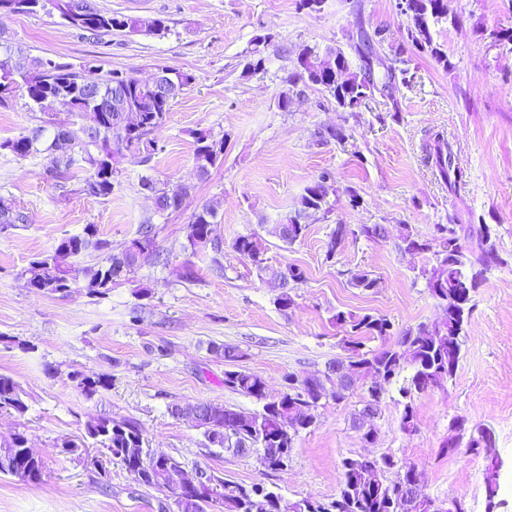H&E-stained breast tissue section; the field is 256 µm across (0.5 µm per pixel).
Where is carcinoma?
Here are the masks:
<instances>
[{
	"mask_svg": "<svg viewBox=\"0 0 512 512\" xmlns=\"http://www.w3.org/2000/svg\"><path fill=\"white\" fill-rule=\"evenodd\" d=\"M48 0H0V12L15 14H35L46 10ZM88 14L81 15L65 3L56 4L55 14L67 26L81 34L97 39L112 31H125L129 34L161 35L168 31L166 21L160 18L142 20L135 17L118 16L102 9L93 0H82ZM403 42L413 50L427 54L437 63L448 65V55L434 42L431 25L448 18L447 0H405ZM359 34L366 37L368 45L361 50L353 44L356 56L350 57L340 48L328 47L318 52L307 45L295 49L296 71L288 78V83H299L327 93L336 106L345 110L357 102H363L375 95L388 98L392 102L390 118H399L400 106L396 92L398 84H406L408 69L404 65V49H395L390 64H385L381 50L386 42V30L376 28L372 32L365 30ZM265 44L259 40L251 50L246 62V70L253 73L265 69ZM359 65L353 66V60ZM12 49L4 47L0 53V88L6 87L11 95L22 94L26 106L32 112L40 111V102L49 95L59 101L60 117L48 120L46 124L54 129L49 144L41 140L45 128L31 129L13 139L0 141V150H8L18 156L26 157L32 153L47 154L48 172L62 177L67 173L81 171L85 173L83 192L95 198H107L112 194L114 177L118 170L114 167L115 155L126 151L141 157L147 162L159 150L155 133L166 120L170 100L158 97L152 87L140 79L120 70L106 73L92 63L79 67L54 57L27 56L25 60L35 66L34 72H18L11 67ZM193 77L184 71L170 70L169 84L173 96L184 91ZM93 81L98 86V95L87 98L84 86ZM121 88L130 108L140 113L141 126L135 130L120 126L123 113L112 111V93ZM100 112L104 121L92 128L77 123L82 111ZM195 149L193 161L200 177L210 173V169L224 163V138H216L210 132L199 130L193 134ZM445 141H437L434 148L435 167L439 177L446 183L454 184L463 178L460 168H455L444 150ZM157 197L155 213H172L180 209L181 201L188 195V186L182 184L154 186ZM336 193L335 179L329 171L321 172L313 182L305 187L295 212L286 215L280 223L273 225L271 234L287 245L302 240L308 225L302 223L304 216L313 211L328 210L329 195ZM27 216L14 206V203L0 197V224H23ZM217 223V212L204 207L194 215L191 223L185 227L186 244L183 248L193 253L211 248L219 250V242L209 237V226ZM490 237V229L485 224H437L430 237L415 233L408 224L400 225L399 247L403 250H415L419 254L432 255L430 264L420 268L418 277L425 288L443 309L444 317L434 323H419L404 329L395 328L393 322L384 316L365 314L355 315L342 311L336 313V323L348 328L345 339L346 350L350 352L351 362L357 371L369 378L377 371L383 377V385L399 384L398 393L406 399L401 414L400 428L405 433L417 429L414 396L442 385L453 377L458 366L462 350V337L471 314L472 294L480 287L484 273L491 266V253L496 251L495 244L480 253L468 251L462 239L468 237ZM363 239L367 242H379L388 239L383 224H360L352 228L346 224H337L332 229L327 244L328 256H334L336 248L346 238ZM156 250L153 223L149 220L141 225L138 237L125 243L118 252H113L111 244L98 237L95 225L88 224L81 235L60 240L54 251L48 255L31 260L20 272L26 286L44 294L64 293L69 288L72 273L71 260L86 251H103L104 262L85 271L86 288L91 295H104L117 281L135 273V252L139 244ZM234 251L249 261L265 275L273 288L280 289L277 303L288 308L293 303L290 291L304 281L302 269L293 264L276 268L264 264V239L256 233L238 237L233 243ZM348 283L354 288L369 290L377 286V279L367 271L347 269L344 271ZM379 339L382 345L376 348L366 346V342ZM224 358L228 369L224 370V387L262 402L261 409L246 411L239 408L220 405L214 407L210 417L213 425L221 428L238 421L240 428L231 436H222L219 447L225 450L243 448L247 440L257 444V451L263 453L268 462L266 469L276 472L277 457L280 453L291 455L302 429L296 428L288 433V421L294 419V408L304 398L312 400L323 395L324 385L319 380L312 384L300 385L293 375L286 376L288 390L279 394L280 401L268 398L266 384L261 376L239 365L243 354L232 345L216 349ZM409 375H404L405 371ZM72 378L87 398L91 399L100 390L109 385L103 376L90 377L76 371ZM12 409L22 413L27 409L23 392L9 376L0 374V409ZM494 431L485 425L472 427L467 447L483 455L487 461L484 484L486 493H492L496 481L498 464L496 440L486 436ZM86 437L92 439L110 456H121L118 463L129 462L122 454L124 448L142 447L143 431L139 424L131 419H112L110 417L92 418L86 423ZM171 458L147 463L148 476L141 486L148 489H160L161 480L167 473L166 465ZM381 473H390L392 478L371 484V473L366 462L356 456L346 459L341 488L336 497L325 502L322 512H390L392 497L399 493L401 481H409L408 474L412 465L398 464L390 456L374 460ZM43 461L37 460L33 467L27 462L17 463V467L4 462L0 453V475L17 478L28 483H38L43 475ZM211 477L223 488L220 497L207 500L196 508V512H210L217 505H224V512H243L236 490L247 489L255 498L251 512H298L297 501L290 500L261 483L245 484L224 478L215 473Z\"/></svg>",
	"mask_w": 512,
	"mask_h": 512,
	"instance_id": "carcinoma-1",
	"label": "carcinoma"
}]
</instances>
